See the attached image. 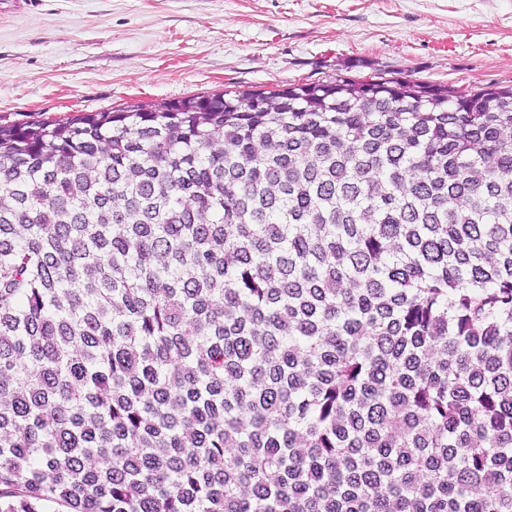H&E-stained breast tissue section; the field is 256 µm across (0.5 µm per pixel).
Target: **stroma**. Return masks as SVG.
Here are the masks:
<instances>
[{"label":"stroma","mask_w":512,"mask_h":512,"mask_svg":"<svg viewBox=\"0 0 512 512\" xmlns=\"http://www.w3.org/2000/svg\"><path fill=\"white\" fill-rule=\"evenodd\" d=\"M512 81V0L0 4V123L291 82Z\"/></svg>","instance_id":"obj_1"}]
</instances>
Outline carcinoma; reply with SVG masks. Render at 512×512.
I'll return each instance as SVG.
<instances>
[{
  "mask_svg": "<svg viewBox=\"0 0 512 512\" xmlns=\"http://www.w3.org/2000/svg\"><path fill=\"white\" fill-rule=\"evenodd\" d=\"M512 512V85L0 125V512Z\"/></svg>",
  "mask_w": 512,
  "mask_h": 512,
  "instance_id": "cac0c4a2",
  "label": "carcinoma"
}]
</instances>
